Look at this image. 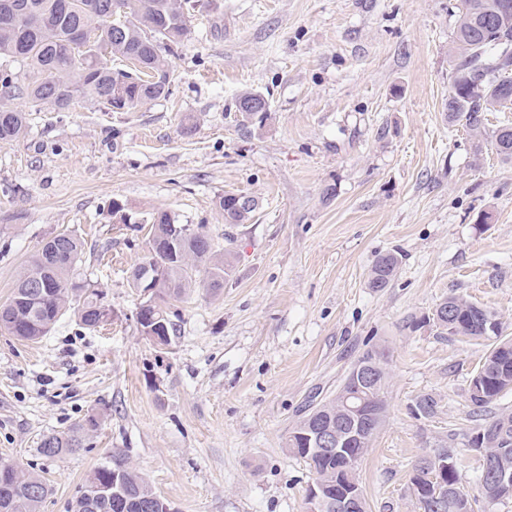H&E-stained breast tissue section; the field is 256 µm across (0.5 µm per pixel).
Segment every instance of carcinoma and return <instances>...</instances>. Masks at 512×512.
Listing matches in <instances>:
<instances>
[{
    "instance_id": "carcinoma-1",
    "label": "carcinoma",
    "mask_w": 512,
    "mask_h": 512,
    "mask_svg": "<svg viewBox=\"0 0 512 512\" xmlns=\"http://www.w3.org/2000/svg\"><path fill=\"white\" fill-rule=\"evenodd\" d=\"M188 0H0V57H10L26 67L24 79L0 71V141L25 135V111L15 105L23 97L34 105H50L66 112L76 101L91 100L109 112H128L165 97L169 87L151 81L168 74L163 52H170L188 33ZM456 16L449 53L451 84L448 91V121L458 123L476 137L482 136L485 113L501 112L512 106V0H454ZM121 22L124 33L112 39V21ZM97 27L100 35L74 52L76 31ZM124 62L115 68L112 61ZM250 102L254 107H247ZM236 111L247 118H264L268 100L258 92L242 94ZM492 145L504 161H512V122H503L493 132ZM217 206L224 211V223L242 224L254 211L249 196L226 193ZM151 225L161 246H149L148 253L131 274L132 287L143 268L155 281L149 311L168 314L171 300L181 298L189 288L219 290L233 267L231 252L214 250L210 238L179 224L166 211H156L142 220ZM84 244L70 233L48 237L21 268L8 302L0 306V330L27 341L48 335L60 316L71 310L80 324L94 328L111 319V310L93 286L73 278L81 262ZM399 259L392 253L379 256L372 266L369 287L385 288L393 280ZM439 306L451 308L452 323H438L425 316L422 324H433L451 336L484 338L487 318L496 313L457 296L445 298ZM477 372L484 375L488 397L471 399L472 415L483 418L474 430H486L512 445V413H493L489 406L512 384V339L488 343ZM329 398L299 418L287 438L288 452L303 459L314 474L336 484V454L303 449L300 434L321 420L336 425V399ZM438 403L424 395L415 403V413L433 417ZM99 427L90 415L76 427L43 437L39 453L63 458L84 447L85 437ZM110 469L95 468L87 477L84 492L71 512H112L108 499L97 488L112 482V471L122 473L118 495L125 512H149L147 505L157 496L148 480L131 466L120 450L109 455ZM8 485L0 484V512H40L48 489L38 474L9 463Z\"/></svg>"
}]
</instances>
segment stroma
Masks as SVG:
<instances>
[{"instance_id":"35a3bbf8","label":"stroma","mask_w":512,"mask_h":512,"mask_svg":"<svg viewBox=\"0 0 512 512\" xmlns=\"http://www.w3.org/2000/svg\"><path fill=\"white\" fill-rule=\"evenodd\" d=\"M168 55L170 92L128 112L19 99L25 136L0 143V303L43 239L80 237L79 279L112 311L66 313L47 336L0 332V458L42 475L41 512H70L87 474L121 449L172 512H306L314 475L286 439L365 351L385 352L387 417L358 465L370 512H420L416 459L449 431L459 484L477 494L469 381L487 346L418 321L459 295L512 336V162L448 121V0H189ZM269 110L245 121L244 92ZM253 197L229 227L219 196ZM120 201L164 210L229 249L223 288L172 302L168 344L143 336L130 285L148 231L109 220ZM490 223H482L484 213ZM396 254L388 287L368 276ZM425 394L432 417L416 415ZM100 419L79 453L42 438Z\"/></svg>"}]
</instances>
